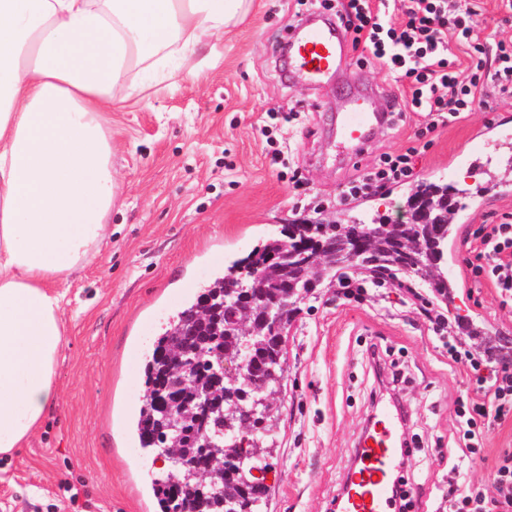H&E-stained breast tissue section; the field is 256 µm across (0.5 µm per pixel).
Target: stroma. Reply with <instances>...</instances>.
Masks as SVG:
<instances>
[{
  "instance_id": "1",
  "label": "stroma",
  "mask_w": 512,
  "mask_h": 512,
  "mask_svg": "<svg viewBox=\"0 0 512 512\" xmlns=\"http://www.w3.org/2000/svg\"><path fill=\"white\" fill-rule=\"evenodd\" d=\"M470 2L481 40L512 41L501 0ZM303 10L300 0H252L245 18L197 45L194 70L169 53L163 82L149 81L148 62L131 73L138 95L106 115L117 184L107 218L112 235L63 282L70 302L56 368L61 399L24 448L0 456V512H145L163 470L140 448L130 422L145 392V359L168 319L226 262L288 225L398 220L410 187L423 182L447 186L457 208L440 264L454 298L437 299L409 273L378 286L367 270L353 269L350 277L367 289L362 301L338 295L330 277L300 303L285 343L288 373L264 512H335L378 385L365 352L372 342L387 348L407 379L404 432L421 450L404 474L426 512H436L456 452L451 408L466 375L429 331L424 305L464 316L472 352L501 343L512 355V304H502L491 282L467 265L475 231L512 215V199L484 190L488 174L512 180V140L492 151L485 175L448 159L490 121L512 132V97L498 99L484 87L481 105L432 133L409 181L341 200L359 170L410 146L424 119L413 114L384 127L358 159L337 160L330 116L341 99L334 84L285 80L279 65L288 24ZM506 450L510 420L489 433L480 457L462 460L466 479L493 491ZM70 486L83 493L85 507L71 505Z\"/></svg>"
}]
</instances>
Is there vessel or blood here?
<instances>
[{"label": "vessel or blood", "instance_id": "b4317fda", "mask_svg": "<svg viewBox=\"0 0 512 512\" xmlns=\"http://www.w3.org/2000/svg\"><path fill=\"white\" fill-rule=\"evenodd\" d=\"M288 77L316 85L333 79L347 80L349 45L342 29L327 15L304 16L288 28ZM388 105L373 89L349 97L334 122L336 137L348 158L360 155L374 130L386 124ZM402 417L393 404H379L370 426L354 452L355 467L336 502L337 512H396V476L400 469L403 440Z\"/></svg>", "mask_w": 512, "mask_h": 512}]
</instances>
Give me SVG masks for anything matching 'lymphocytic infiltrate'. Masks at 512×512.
Instances as JSON below:
<instances>
[{
    "label": "lymphocytic infiltrate",
    "mask_w": 512,
    "mask_h": 512,
    "mask_svg": "<svg viewBox=\"0 0 512 512\" xmlns=\"http://www.w3.org/2000/svg\"><path fill=\"white\" fill-rule=\"evenodd\" d=\"M473 10L460 0H338L336 18L344 27L358 65L377 62L395 82L393 118L422 113L427 131L439 121L471 111L475 90L490 82L499 95L512 97V42H498L495 53L474 36ZM465 45L470 73L459 77L457 58L449 43ZM421 152L412 145L403 153L382 154L370 171L342 190L356 198L409 179L413 159ZM473 254L475 275L486 276L504 300L512 301V223L488 224L477 233ZM463 323L436 315L432 330L447 337L448 358L466 371V386L454 402L462 434L463 453L478 454L483 429L512 419V357L487 348L473 354L461 339ZM448 512H512V452L504 453L495 469L494 492L470 484L458 468L448 471Z\"/></svg>",
    "instance_id": "f902f5d3"
}]
</instances>
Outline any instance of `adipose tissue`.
<instances>
[{"label": "adipose tissue", "instance_id": "ef3b65f1", "mask_svg": "<svg viewBox=\"0 0 512 512\" xmlns=\"http://www.w3.org/2000/svg\"><path fill=\"white\" fill-rule=\"evenodd\" d=\"M251 0H0V455L23 447L57 405L68 292L109 235L117 88L177 45L192 66L201 36Z\"/></svg>", "mask_w": 512, "mask_h": 512}]
</instances>
